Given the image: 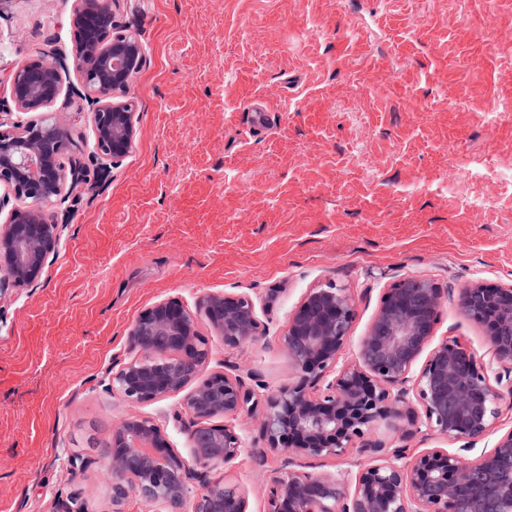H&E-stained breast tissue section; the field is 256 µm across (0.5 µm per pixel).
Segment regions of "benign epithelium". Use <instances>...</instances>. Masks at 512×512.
Segmentation results:
<instances>
[{"label":"benign epithelium","mask_w":512,"mask_h":512,"mask_svg":"<svg viewBox=\"0 0 512 512\" xmlns=\"http://www.w3.org/2000/svg\"><path fill=\"white\" fill-rule=\"evenodd\" d=\"M74 24L80 87L73 94L92 107L94 159L105 168L126 157L137 138V116L126 94L143 67L144 50L136 34L114 20L112 0H82ZM64 71L59 61L40 62L22 64L9 77L15 109L36 117L7 127L0 121V213L11 206L0 223V295L40 279L60 240L59 224L43 206L66 202L87 177L85 167L66 163L70 133L50 116ZM442 305L441 289L429 281L396 283L384 294L357 360L340 367L354 301L343 288L311 289L283 336L295 377L261 402L234 367L199 379L208 350L195 315L180 302L160 300L144 309L128 332L140 357L112 378V387L130 404L185 392L191 459L171 448L149 418L129 415L113 424L107 465L114 512H122L132 495L180 512L194 480L205 489L193 512H248L243 488L207 479L208 469L228 465L244 451L235 427L211 419L257 410L265 447L252 456L260 463L270 455L280 460L266 512H512V430L473 460L440 449L411 456L403 446L368 439L378 423L392 421L406 422V439L415 427V405L422 410L421 426L463 442L461 452L494 429L501 393L491 383L490 367L459 342L431 346ZM457 306L485 328L491 364L511 372L512 284L474 280L459 289ZM200 310L231 349L262 334L255 302L246 294L209 295ZM354 453L360 455L354 475L304 471L313 460Z\"/></svg>","instance_id":"benign-epithelium-1"}]
</instances>
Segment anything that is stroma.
<instances>
[{"label": "stroma", "instance_id": "35a3bbf8", "mask_svg": "<svg viewBox=\"0 0 512 512\" xmlns=\"http://www.w3.org/2000/svg\"><path fill=\"white\" fill-rule=\"evenodd\" d=\"M79 0H0V100L21 64L71 58ZM145 63L128 92L130 153L65 203L57 253L37 282L0 295V512H113L105 464L114 422L152 419L189 455L181 395L131 404L113 376L135 356L128 331L157 301L193 312L205 374L225 363L268 389L291 381L282 346L310 289L355 302L341 355L354 363L388 288L512 284V0H116ZM63 76L53 106L92 167L87 103ZM264 116H257V109ZM467 197L487 206L471 210ZM242 293L263 338L230 349L199 302ZM436 341L488 361L483 328L446 300ZM245 453L216 465L266 512L276 458L256 414L229 418Z\"/></svg>", "mask_w": 512, "mask_h": 512}]
</instances>
